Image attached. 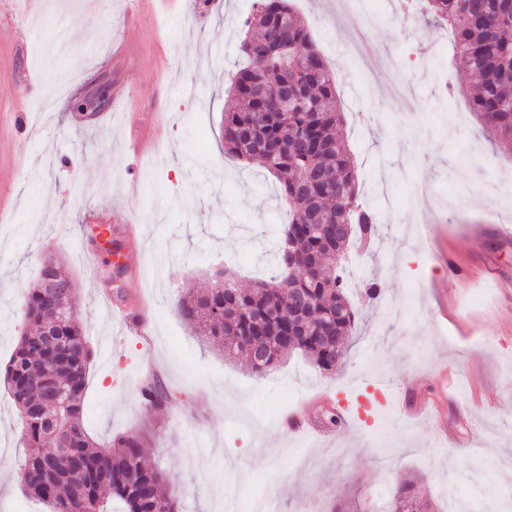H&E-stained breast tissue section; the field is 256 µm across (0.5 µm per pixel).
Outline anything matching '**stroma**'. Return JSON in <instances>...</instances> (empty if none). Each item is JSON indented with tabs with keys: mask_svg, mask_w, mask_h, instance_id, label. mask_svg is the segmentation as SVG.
I'll use <instances>...</instances> for the list:
<instances>
[{
	"mask_svg": "<svg viewBox=\"0 0 512 512\" xmlns=\"http://www.w3.org/2000/svg\"><path fill=\"white\" fill-rule=\"evenodd\" d=\"M351 2L293 0L337 72L339 135L378 219L371 244L339 262L357 332L333 372L296 352L259 375L205 345L173 308L179 283L208 287L220 268L242 287L268 277L267 255L290 219L275 178L224 152V101L245 62L252 0H181L172 16L149 0H42L34 15L26 0H0V117L20 100L31 110L54 101L0 149V179L15 186L0 220V369L42 260L57 257L95 351L84 425L103 446L140 435L145 464L179 484L183 512L233 510L268 491L280 512H353L407 478L442 507L453 485L485 512L472 495L479 486L512 512V241L499 223L512 203L494 189L499 179L512 185V153L469 109L478 77L444 95L446 27L403 23L399 0H369L372 43L412 60L371 73ZM33 71L42 82H30ZM104 84L105 108L79 107ZM141 129L153 152L127 155ZM127 212L138 234L124 242L117 296L98 233L121 232ZM451 258L466 276L449 270ZM138 297L144 338L113 313ZM151 377L175 395L164 411L138 397ZM21 429L0 387V512H49L20 483Z\"/></svg>",
	"mask_w": 512,
	"mask_h": 512,
	"instance_id": "1",
	"label": "stroma"
}]
</instances>
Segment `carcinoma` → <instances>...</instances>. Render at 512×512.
<instances>
[{"instance_id":"carcinoma-1","label":"carcinoma","mask_w":512,"mask_h":512,"mask_svg":"<svg viewBox=\"0 0 512 512\" xmlns=\"http://www.w3.org/2000/svg\"><path fill=\"white\" fill-rule=\"evenodd\" d=\"M422 15L451 28L450 66L461 77H481L470 109L494 143L512 149V0H424ZM242 28L241 51L249 65L233 76L224 108V151L256 161L276 177L291 220L276 242L269 279L252 288L232 280L225 289L203 291L186 283L176 309L221 347L225 358L243 356L258 374L295 351L329 372L346 356L356 321L343 281L333 273L336 254L356 234L376 236L378 225L361 201L356 166L336 134L341 124L336 73L291 0H253ZM271 81L288 87L297 105L283 111L270 93ZM328 224L345 225L343 235L330 236ZM47 276L59 288H45ZM295 293L306 298L305 305L291 301ZM75 302L59 260L44 259L25 298L28 331L19 336L3 375L23 421L21 440L39 449L20 465V482L51 512H102L109 498L120 504V512H182L175 483L142 463L139 436L121 435L113 448H100L84 428L83 394L93 351L79 319L60 318ZM49 325L64 340L63 350L44 343ZM244 342L264 346L265 354L252 357L242 349ZM139 395L157 410L170 399L151 381L140 386ZM382 512H435V504L401 481Z\"/></svg>"}]
</instances>
